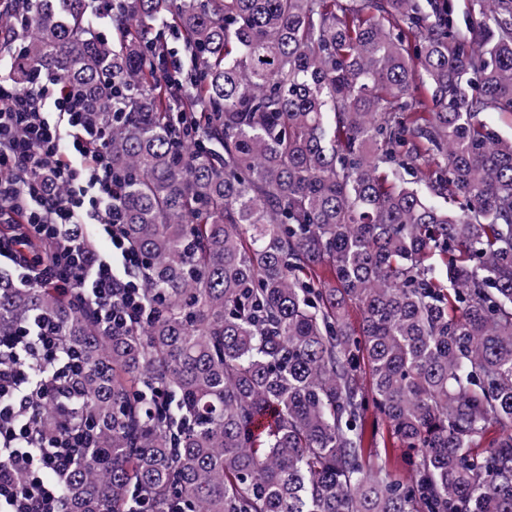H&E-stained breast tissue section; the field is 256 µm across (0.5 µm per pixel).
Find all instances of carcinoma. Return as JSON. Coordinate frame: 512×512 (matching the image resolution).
Segmentation results:
<instances>
[{
  "label": "carcinoma",
  "instance_id": "1",
  "mask_svg": "<svg viewBox=\"0 0 512 512\" xmlns=\"http://www.w3.org/2000/svg\"><path fill=\"white\" fill-rule=\"evenodd\" d=\"M8 0L27 84L112 115L149 319L0 275V336L55 321L67 512H512V0ZM196 66L158 81L164 30ZM447 201L433 205L429 198ZM360 312L355 327L350 311ZM370 384L363 388L362 367ZM374 406L411 477L366 462ZM37 431L59 428L34 398Z\"/></svg>",
  "mask_w": 512,
  "mask_h": 512
}]
</instances>
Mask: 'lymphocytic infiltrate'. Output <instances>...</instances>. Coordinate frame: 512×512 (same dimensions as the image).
<instances>
[{
	"instance_id": "lymphocytic-infiltrate-1",
	"label": "lymphocytic infiltrate",
	"mask_w": 512,
	"mask_h": 512,
	"mask_svg": "<svg viewBox=\"0 0 512 512\" xmlns=\"http://www.w3.org/2000/svg\"><path fill=\"white\" fill-rule=\"evenodd\" d=\"M120 189L84 93L51 70L21 88L0 69V225L10 229L0 258L18 286L75 288L115 324L141 315L139 258L122 233ZM93 236L105 239L104 253L87 251ZM76 366L49 321L0 338V460L24 475L0 482V512H66L77 442L34 431L30 419L34 396H68Z\"/></svg>"
}]
</instances>
